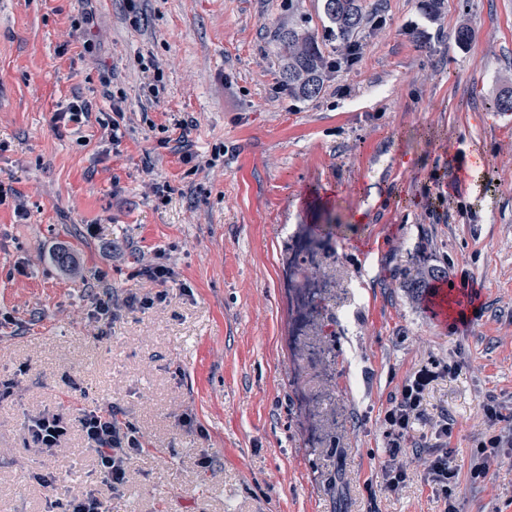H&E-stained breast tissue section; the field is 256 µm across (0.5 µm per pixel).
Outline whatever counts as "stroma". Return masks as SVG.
Segmentation results:
<instances>
[{
  "mask_svg": "<svg viewBox=\"0 0 512 512\" xmlns=\"http://www.w3.org/2000/svg\"><path fill=\"white\" fill-rule=\"evenodd\" d=\"M366 3L356 59L302 100L281 87L289 0H0V381L24 386L0 399V512H46L35 473L91 480L79 432L56 456L22 433L26 415L78 414L79 387L149 439L112 512H444L422 466L384 489L379 417L412 371L456 360L425 407L455 423L457 508L512 512L511 443L502 469L470 475L485 398L512 419V112L496 106L512 96V0ZM107 74L127 109L117 149ZM76 97L81 124L62 115ZM475 154L467 187L434 205V174L457 179ZM324 224L332 286L304 310L283 259ZM148 259L173 282L150 281ZM428 267L474 284L467 325L430 318L412 287ZM103 287L154 303L99 340ZM301 323L323 348L312 369L285 345Z\"/></svg>",
  "mask_w": 512,
  "mask_h": 512,
  "instance_id": "1",
  "label": "stroma"
}]
</instances>
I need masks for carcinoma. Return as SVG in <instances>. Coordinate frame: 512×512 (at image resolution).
<instances>
[{
  "mask_svg": "<svg viewBox=\"0 0 512 512\" xmlns=\"http://www.w3.org/2000/svg\"><path fill=\"white\" fill-rule=\"evenodd\" d=\"M366 15L364 0H323L321 27H313L306 18L277 34L283 52L282 82L288 92L302 99L317 97L324 78L336 69V61L322 50L326 41H334L345 49L362 28Z\"/></svg>",
  "mask_w": 512,
  "mask_h": 512,
  "instance_id": "cac0c4a2",
  "label": "carcinoma"
}]
</instances>
